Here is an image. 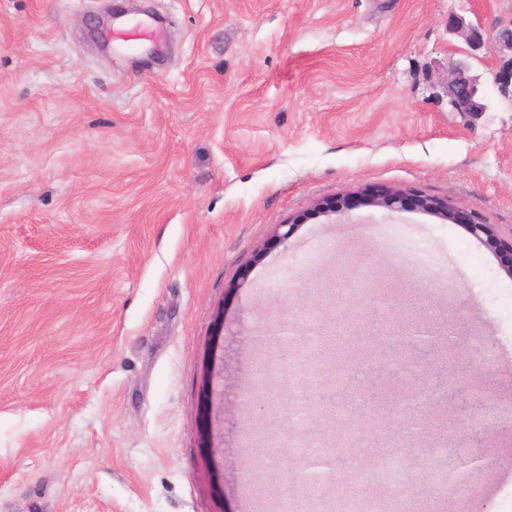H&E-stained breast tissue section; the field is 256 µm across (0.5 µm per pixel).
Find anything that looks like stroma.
Listing matches in <instances>:
<instances>
[{"instance_id":"stroma-1","label":"stroma","mask_w":512,"mask_h":512,"mask_svg":"<svg viewBox=\"0 0 512 512\" xmlns=\"http://www.w3.org/2000/svg\"><path fill=\"white\" fill-rule=\"evenodd\" d=\"M139 27L100 50L98 21ZM490 29L512 0H0V512H269L301 421L296 358L258 348L364 282L395 325L476 327L512 412V275L466 227L357 206L276 225L368 188L448 202L512 236L505 59L472 61L490 108L463 119L445 83L452 16ZM447 341L415 380L371 377L424 429L467 447L446 397ZM268 367V382L255 373ZM270 410L261 432L241 389ZM430 512H512V489ZM350 196H343L342 198L335 200H321L314 204L311 214H302L297 216L295 219L290 221V224H279L276 226L274 236L280 239H288V236L293 234L295 228L302 223H305L310 216H328L335 215L337 213H344L346 210L351 209ZM284 232H281L282 228H286ZM292 329L288 328V324L281 323L274 328L261 330L258 334V340L261 344L266 346L270 340H275L278 343L279 351L282 354H288L289 348H294L292 345Z\"/></svg>"}]
</instances>
